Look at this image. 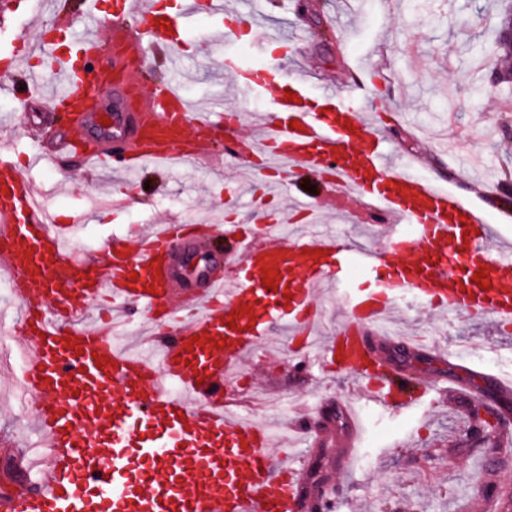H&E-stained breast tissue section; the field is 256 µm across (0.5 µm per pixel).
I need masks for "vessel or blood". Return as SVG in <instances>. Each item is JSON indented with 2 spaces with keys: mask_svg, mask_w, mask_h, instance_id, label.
<instances>
[{
  "mask_svg": "<svg viewBox=\"0 0 512 512\" xmlns=\"http://www.w3.org/2000/svg\"><path fill=\"white\" fill-rule=\"evenodd\" d=\"M224 13V0H179L169 14L151 0L140 12L143 27L126 29L94 9L58 8V27L73 36L86 73L77 74L70 55L51 52L58 102L75 119L34 164L69 154L89 134L99 147L87 161L131 182L145 163L207 155L224 126L222 108L196 107L176 79L144 88L134 63L145 58L146 42L175 50L200 15ZM233 15L227 44L253 26L242 10ZM224 68L240 95L274 101L248 146L277 171L279 190L301 173L327 174L334 190L377 209L383 244L320 236L271 246L240 236L234 224L175 221L110 239L102 266L75 256L71 236L50 223L34 182L13 162L10 142H1L0 273L22 310L20 386L49 457L37 481L0 492V512H343L337 499L308 502L303 459L287 448L273 453L269 428L232 409L226 387L264 336L287 325L289 354L351 370L362 381L360 401L398 415L434 386L427 378L407 385L402 366L385 356L419 349L414 337L380 332L401 294L443 314L512 324V244H493L482 210L407 170L349 91L311 100L277 63L255 69L228 58ZM0 78L18 99L32 97L42 75L18 74L15 56L5 53ZM97 88L112 90L122 111L97 112ZM204 236L238 247L204 250ZM268 270L273 291L262 284ZM479 271L489 288L475 283ZM357 277L373 287L355 290L335 336L318 340L317 287L338 289ZM131 319L146 320L156 354L118 346ZM292 431L314 447L335 441L333 425L307 414Z\"/></svg>",
  "mask_w": 512,
  "mask_h": 512,
  "instance_id": "b4317fda",
  "label": "vessel or blood"
}]
</instances>
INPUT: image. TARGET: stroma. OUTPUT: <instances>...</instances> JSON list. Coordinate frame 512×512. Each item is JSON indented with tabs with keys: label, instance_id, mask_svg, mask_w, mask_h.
<instances>
[{
	"label": "stroma",
	"instance_id": "35a3bbf8",
	"mask_svg": "<svg viewBox=\"0 0 512 512\" xmlns=\"http://www.w3.org/2000/svg\"><path fill=\"white\" fill-rule=\"evenodd\" d=\"M255 19L253 33L241 45L214 46L222 19L201 16L179 50L181 85L189 98H221L225 112L245 117L242 134L269 109L261 95L242 97L227 86L220 57L246 58L251 65L279 60L287 75L304 79L308 95L360 82L356 96L389 136L396 155L419 177L457 191L486 208L489 224L512 242V198L487 205L493 188L512 189V85L487 97L484 87L499 58L488 35L500 10L499 0H234ZM26 0L0 12V51H15L21 67L46 54L32 48L23 33L29 26ZM56 105L36 97L19 106L0 90V121L16 117L13 143L18 156H29L42 134V123ZM241 161L233 154L189 160L166 169H148L139 182L119 175L84 171L72 157L29 177L57 185L51 207L61 224L86 210L102 183L125 192L127 206L106 210L77 226L75 250L99 259L106 242L147 229L158 220L201 217L249 227L255 215L252 187L239 178ZM327 194L321 176L300 174L286 196L266 200V218H275L289 199L312 202ZM406 324L433 349L429 363L435 379L450 376L449 358L460 353V366L480 374L512 379V328L501 330L487 316L461 313L447 323L421 305L401 309ZM21 309L0 295V455L25 453L35 460L40 437L17 385L25 354L16 342ZM495 363H486V356ZM251 393L238 395L243 416L287 423L290 398L308 412L331 416L338 405L354 400L352 372L325 363L291 358L279 341L263 343L246 364ZM461 409L447 395L430 393L399 417L363 409L362 443L350 474L334 472L326 495L345 502L349 512H475L491 486L512 488V448L492 449L463 430Z\"/></svg>",
	"mask_w": 512,
	"mask_h": 512
}]
</instances>
